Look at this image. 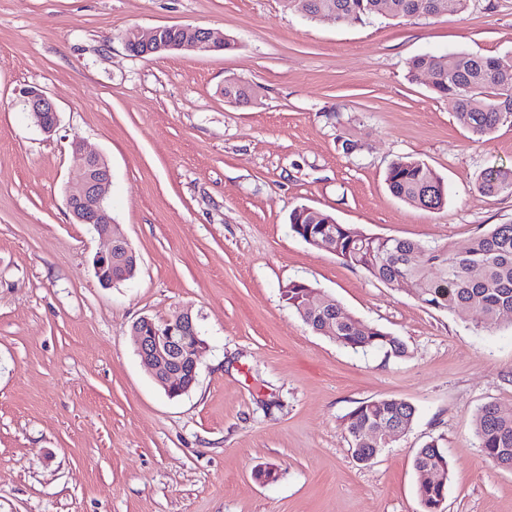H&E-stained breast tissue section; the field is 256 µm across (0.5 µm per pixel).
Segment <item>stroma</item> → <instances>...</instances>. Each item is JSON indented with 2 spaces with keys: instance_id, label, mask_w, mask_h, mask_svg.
Instances as JSON below:
<instances>
[{
  "instance_id": "35a3bbf8",
  "label": "stroma",
  "mask_w": 512,
  "mask_h": 512,
  "mask_svg": "<svg viewBox=\"0 0 512 512\" xmlns=\"http://www.w3.org/2000/svg\"><path fill=\"white\" fill-rule=\"evenodd\" d=\"M176 24L235 47L125 48L130 28ZM463 52L512 66V0L344 23L284 0H0V512H423L413 458L434 439L450 464L442 512H512V471L474 436L481 406L512 413V313L489 329L479 310L428 307L288 224L306 205L462 251L512 223V194L474 191L484 168L512 167V118L475 142L453 99L408 76L414 56ZM230 81L247 102L225 98ZM27 86L55 103V133L24 106ZM76 139L108 160L112 218L138 258L109 288L93 266L105 242L66 205ZM408 156L444 178L442 209L389 192ZM292 281L398 336L405 356L312 331L282 296ZM186 310L208 347L172 398L130 330ZM379 398L416 418L360 463L344 422Z\"/></svg>"
}]
</instances>
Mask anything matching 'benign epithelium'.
I'll use <instances>...</instances> for the list:
<instances>
[{
  "label": "benign epithelium",
  "mask_w": 512,
  "mask_h": 512,
  "mask_svg": "<svg viewBox=\"0 0 512 512\" xmlns=\"http://www.w3.org/2000/svg\"><path fill=\"white\" fill-rule=\"evenodd\" d=\"M124 42L127 50L138 49L145 56L179 50L209 54L224 49V41L215 38L210 29L191 25L158 26L147 33L132 28L126 32ZM21 96L42 131L53 133L58 124L54 103L36 88L23 90ZM72 152L79 161L82 177L68 190L66 204L77 223L96 227L98 236L108 242L107 250L96 254L94 267L101 284L110 287L127 277L129 270L136 269V252L116 232L112 221L106 199L112 179L107 161L86 151L77 141L72 142ZM132 335L142 363L169 395L180 393L195 382L206 343L200 341L190 311L160 323L141 317L135 321Z\"/></svg>",
  "instance_id": "1"
}]
</instances>
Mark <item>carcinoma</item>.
Returning a JSON list of instances; mask_svg holds the SVG:
<instances>
[{
    "label": "carcinoma",
    "mask_w": 512,
    "mask_h": 512,
    "mask_svg": "<svg viewBox=\"0 0 512 512\" xmlns=\"http://www.w3.org/2000/svg\"><path fill=\"white\" fill-rule=\"evenodd\" d=\"M470 0H286L288 9L314 18L336 13V20H361L377 15L397 18L440 16L460 13ZM413 81L428 80L429 89L456 101V117L475 141L491 139L498 126L512 116V75L498 72L492 57L459 54L453 67L443 55H419L407 63ZM386 183L397 198L427 210H439L448 201L444 180L426 163L401 159L387 170ZM475 191L483 197L512 193V168L491 166L483 169ZM334 218L320 210L295 207L289 215L291 231L306 238L309 229L333 223ZM330 252L343 263L365 270L388 285L409 282L425 305L450 312L478 309L484 324L492 327L503 314L512 312V223L492 224L472 238L464 251L446 246H424L395 237L369 235L347 224L336 225V238L328 240ZM316 310L302 317L316 331L324 318L336 313L333 326L336 343L353 351H382L387 357L405 353L401 340L342 311L338 301L315 288L310 289ZM415 408L396 398L367 400L346 417L345 432L352 456L360 461L385 447L375 435L365 431L394 420L407 428L413 423ZM474 435L485 458L512 470V415L496 405L482 406L474 418ZM417 493L424 512H441L447 493L448 456L435 440L419 449L414 458Z\"/></svg>",
    "instance_id": "carcinoma-1"
}]
</instances>
